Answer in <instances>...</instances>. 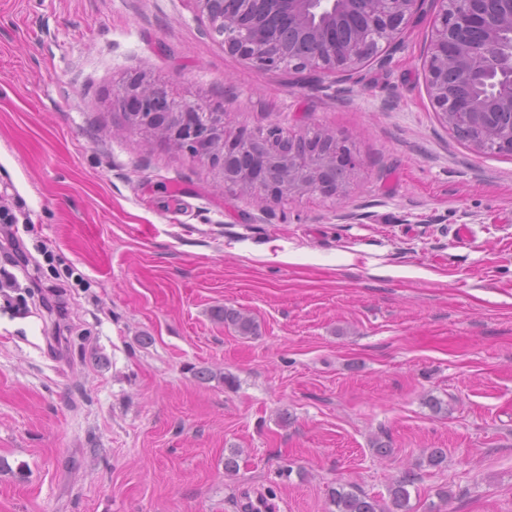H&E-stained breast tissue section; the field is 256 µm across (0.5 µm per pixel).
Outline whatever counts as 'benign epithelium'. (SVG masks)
<instances>
[{
  "label": "benign epithelium",
  "mask_w": 512,
  "mask_h": 512,
  "mask_svg": "<svg viewBox=\"0 0 512 512\" xmlns=\"http://www.w3.org/2000/svg\"><path fill=\"white\" fill-rule=\"evenodd\" d=\"M204 33L224 51L261 69L329 76L370 61L396 43L424 0H188ZM438 5L425 79L440 122L478 155H512V0H433ZM113 104L132 125L173 142L219 169L224 183L267 203L283 193L342 200L351 149L329 130L282 136H226L224 112L183 105L135 81Z\"/></svg>",
  "instance_id": "obj_1"
}]
</instances>
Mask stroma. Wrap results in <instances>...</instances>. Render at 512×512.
Here are the masks:
<instances>
[{"instance_id": "obj_1", "label": "stroma", "mask_w": 512, "mask_h": 512, "mask_svg": "<svg viewBox=\"0 0 512 512\" xmlns=\"http://www.w3.org/2000/svg\"><path fill=\"white\" fill-rule=\"evenodd\" d=\"M434 16L315 80L225 53L189 0H0V186L30 258L0 290V512H332L406 474L410 512H512V156L440 124ZM137 78L230 133L336 132L346 201L258 206L131 127L113 95Z\"/></svg>"}]
</instances>
